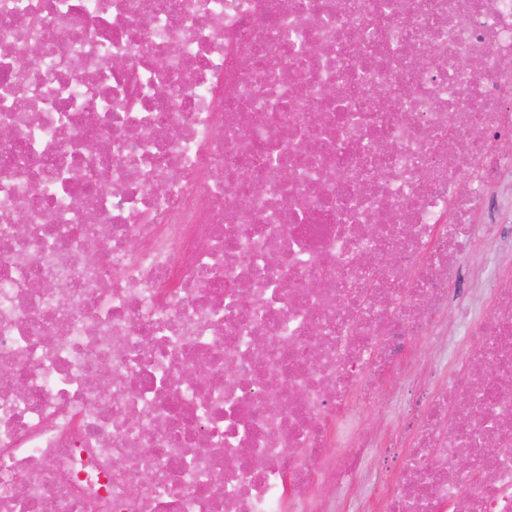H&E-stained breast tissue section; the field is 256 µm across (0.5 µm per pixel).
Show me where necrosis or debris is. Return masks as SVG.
<instances>
[{"instance_id":"necrosis-or-debris-1","label":"necrosis or debris","mask_w":512,"mask_h":512,"mask_svg":"<svg viewBox=\"0 0 512 512\" xmlns=\"http://www.w3.org/2000/svg\"><path fill=\"white\" fill-rule=\"evenodd\" d=\"M1 126L0 512H512V0H0Z\"/></svg>"}]
</instances>
